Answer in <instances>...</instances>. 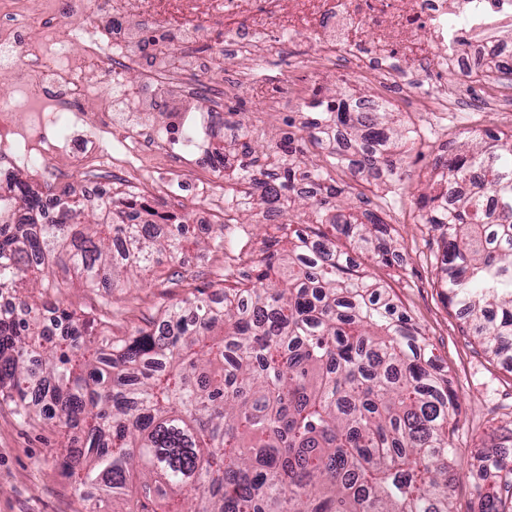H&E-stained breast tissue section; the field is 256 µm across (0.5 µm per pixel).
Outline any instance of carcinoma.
<instances>
[{"label":"carcinoma","instance_id":"carcinoma-1","mask_svg":"<svg viewBox=\"0 0 512 512\" xmlns=\"http://www.w3.org/2000/svg\"><path fill=\"white\" fill-rule=\"evenodd\" d=\"M390 116L338 99L309 135L339 138L333 164L368 183L393 173L402 134ZM434 167L441 184L472 180L449 209L441 189L417 198L419 223L444 242L440 287L492 353L511 351L512 134ZM265 185L232 193L266 209L309 201L315 229L284 253L240 247L237 264L254 278L227 267L114 336L112 298L93 316L47 298L69 286L54 268L97 288L103 275L117 284L171 263L184 282L182 237L110 207L86 224L67 187L44 224L41 199L17 183L19 217L0 221V293L21 317L0 315V405L25 423L78 431L59 465L88 512H158L161 500L165 512H453L452 478L463 472L478 512H512L501 497L512 491V455L464 469L457 396L431 371L410 318L345 250L391 264L388 224L342 213L345 186L317 168L291 163ZM135 475L139 494L129 491Z\"/></svg>","mask_w":512,"mask_h":512}]
</instances>
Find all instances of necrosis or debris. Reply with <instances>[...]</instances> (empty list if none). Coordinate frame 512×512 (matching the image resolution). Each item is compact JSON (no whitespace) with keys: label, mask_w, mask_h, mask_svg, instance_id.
I'll list each match as a JSON object with an SVG mask.
<instances>
[{"label":"necrosis or debris","mask_w":512,"mask_h":512,"mask_svg":"<svg viewBox=\"0 0 512 512\" xmlns=\"http://www.w3.org/2000/svg\"><path fill=\"white\" fill-rule=\"evenodd\" d=\"M73 16L82 26H71ZM32 28L38 39L29 38ZM505 30L512 0H0V70L19 88L0 99V182L20 167L56 182L78 165L89 172L81 198L102 208L122 203L129 179L145 204L162 187L156 173L201 170L220 210L224 174L209 142L238 86L259 93L240 127L250 137H261L267 116L284 107L286 80L267 74L271 58L300 42L309 47L304 106L317 112L336 108L334 97L318 93L327 68L345 83L370 77L420 112H512L510 98L471 96L493 82L491 64L512 63ZM203 42L237 60L225 80L207 78L195 52ZM104 81L109 94L85 111ZM153 88L194 107L156 122L146 95ZM125 101L139 111H118Z\"/></svg>","instance_id":"obj_1"}]
</instances>
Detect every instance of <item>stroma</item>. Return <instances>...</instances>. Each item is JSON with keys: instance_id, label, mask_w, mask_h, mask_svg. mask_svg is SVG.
Listing matches in <instances>:
<instances>
[{"instance_id": "35a3bbf8", "label": "stroma", "mask_w": 512, "mask_h": 512, "mask_svg": "<svg viewBox=\"0 0 512 512\" xmlns=\"http://www.w3.org/2000/svg\"><path fill=\"white\" fill-rule=\"evenodd\" d=\"M390 110L397 124H409L416 132L412 143L398 145L391 152L392 160L405 173L401 181L368 184L355 180L349 170L331 167L327 148L310 138L302 126L301 112L290 105L272 115L264 139L250 141L248 148L231 145L223 131L211 145L224 148L226 168L245 167L257 172L276 143L292 135L307 167L327 168L332 178L350 184V193L342 199L345 211L358 215L370 212L389 224L391 246L400 254V262L385 266L366 254L358 261L389 289L422 334L434 366L451 383L461 403L456 447L463 452L477 448L495 456L500 436L512 429V354L498 357L485 351L448 304L436 284L442 275L439 259L443 249L437 233L418 224L415 200L435 187L438 174L432 161L443 147L463 146L484 132L511 131L512 118L476 113L466 128L451 113L423 116L400 102L392 103ZM175 191L183 201L176 211V223L165 225L164 230L170 235L183 234L189 252L199 256L198 283L202 286L218 280L223 272L222 258L241 242L259 251L281 237V225H288L293 232L302 228L304 212L300 209L282 212L279 224L263 226L254 211L212 210L193 188L179 185ZM172 271V265L161 266L146 281L109 293L114 334H124L141 318L156 315L160 305L184 297V289L171 281ZM60 441L56 428L21 422L8 407H0V512H86V502L75 493L56 462Z\"/></svg>"}]
</instances>
